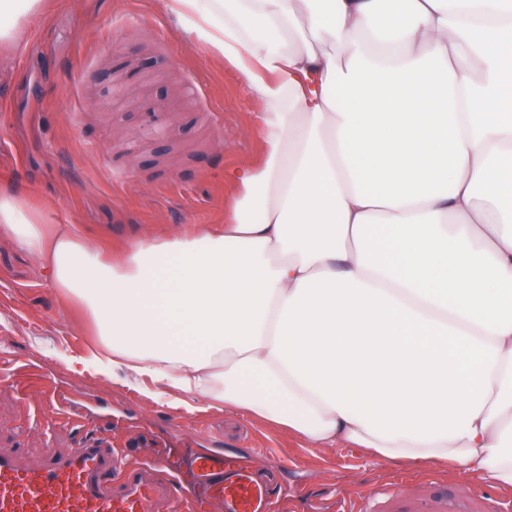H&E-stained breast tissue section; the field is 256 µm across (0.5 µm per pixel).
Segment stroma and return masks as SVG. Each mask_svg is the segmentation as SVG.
<instances>
[{
  "label": "stroma",
  "instance_id": "35a3bbf8",
  "mask_svg": "<svg viewBox=\"0 0 512 512\" xmlns=\"http://www.w3.org/2000/svg\"><path fill=\"white\" fill-rule=\"evenodd\" d=\"M145 101L176 113L171 135L144 132ZM263 110L235 68L174 33L156 0H58L27 26L20 52L0 44V194L53 201L48 227L106 250L144 229L221 224L239 194L225 171L261 160ZM213 112L222 127L209 125ZM102 346L89 308L0 237V450L36 465L108 418L114 447L144 440L140 460L175 461L185 448L247 458L279 491L281 512H416L427 496L512 512V492L438 463L315 448L223 403L189 413L178 391L149 397L124 370L108 380L69 366Z\"/></svg>",
  "mask_w": 512,
  "mask_h": 512
}]
</instances>
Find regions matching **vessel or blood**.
Returning a JSON list of instances; mask_svg holds the SVG:
<instances>
[{"label":"vessel or blood","mask_w":512,"mask_h":512,"mask_svg":"<svg viewBox=\"0 0 512 512\" xmlns=\"http://www.w3.org/2000/svg\"><path fill=\"white\" fill-rule=\"evenodd\" d=\"M195 482L163 459L130 460L113 448L108 431L82 438L67 454L47 453L32 467L0 452V512H276L267 483L230 457L206 455L190 462Z\"/></svg>","instance_id":"1"}]
</instances>
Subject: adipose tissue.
I'll return each mask as SVG.
<instances>
[{
  "label": "adipose tissue",
  "instance_id": "1",
  "mask_svg": "<svg viewBox=\"0 0 512 512\" xmlns=\"http://www.w3.org/2000/svg\"><path fill=\"white\" fill-rule=\"evenodd\" d=\"M157 2L264 102V155L228 223L110 263L0 195L107 338L80 364L512 489V0ZM44 9L0 0V39Z\"/></svg>",
  "mask_w": 512,
  "mask_h": 512
}]
</instances>
